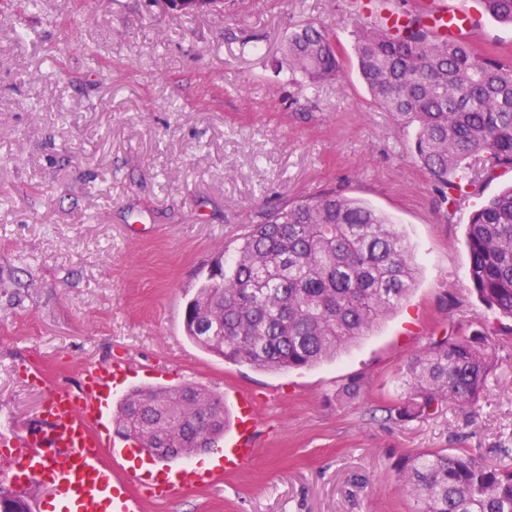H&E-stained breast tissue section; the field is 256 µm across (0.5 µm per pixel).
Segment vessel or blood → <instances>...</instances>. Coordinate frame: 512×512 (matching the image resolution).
<instances>
[{
	"label": "vessel or blood",
	"instance_id": "vessel-or-blood-1",
	"mask_svg": "<svg viewBox=\"0 0 512 512\" xmlns=\"http://www.w3.org/2000/svg\"><path fill=\"white\" fill-rule=\"evenodd\" d=\"M429 20L443 38L460 37L470 23L461 0H432ZM125 381L119 363L94 365L84 371L80 389H52L42 432L49 436L52 456L28 450L20 459V470L29 478L46 484L53 496L54 512H140V501L128 487L140 482L136 467H128L124 480H117L114 462L137 451L132 442L111 445L95 430L105 415V394ZM255 408L252 399L238 395L234 404L233 427L224 435L220 464L205 468L190 462L171 469L165 479L150 488L152 495L172 497L196 484L219 480L223 474L243 469L256 455Z\"/></svg>",
	"mask_w": 512,
	"mask_h": 512
}]
</instances>
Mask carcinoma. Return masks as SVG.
<instances>
[{
	"instance_id": "obj_1",
	"label": "carcinoma",
	"mask_w": 512,
	"mask_h": 512,
	"mask_svg": "<svg viewBox=\"0 0 512 512\" xmlns=\"http://www.w3.org/2000/svg\"><path fill=\"white\" fill-rule=\"evenodd\" d=\"M512 25V0H481ZM289 75L310 88L343 73L324 30L304 23L285 41ZM358 73L373 100L414 131L422 167L455 200L482 177L512 169V63L463 40L436 37L416 16L402 35L373 21L354 31ZM482 162L472 170L469 159ZM470 278L479 300L512 321V186L475 210L467 224ZM418 268L390 216L355 198L308 197L252 225L234 253L215 258L187 299L183 328L201 350L234 364L279 372L335 359L363 340L412 293ZM475 330L430 338L400 371L397 416L408 420L447 402L475 404L491 372L492 336ZM117 434L150 447L166 440L164 461L224 437V399L196 385L136 389L121 402ZM397 489L416 512H512V468L464 453L421 451L394 465ZM0 512H31L25 493L0 486Z\"/></svg>"
}]
</instances>
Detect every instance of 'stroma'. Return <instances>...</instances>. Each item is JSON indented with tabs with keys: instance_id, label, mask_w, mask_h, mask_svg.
I'll return each mask as SVG.
<instances>
[{
	"instance_id": "35a3bbf8",
	"label": "stroma",
	"mask_w": 512,
	"mask_h": 512,
	"mask_svg": "<svg viewBox=\"0 0 512 512\" xmlns=\"http://www.w3.org/2000/svg\"><path fill=\"white\" fill-rule=\"evenodd\" d=\"M354 0H224L184 17L161 0H0V475L38 428L50 388L124 362L126 386L192 382L246 394L254 462L142 512H414L395 461L464 450L512 467V335L476 298L466 224L512 171L444 201L413 134L352 65L291 81L297 26L351 50ZM466 39L512 62V27L463 0ZM25 38H18L19 30ZM335 192L390 215L419 267L403 306L336 360L278 373L192 344L184 305L264 213ZM496 330L479 401L398 419L396 377L430 337Z\"/></svg>"
}]
</instances>
